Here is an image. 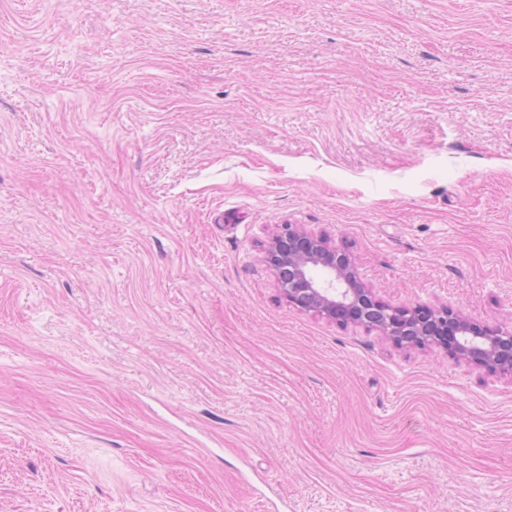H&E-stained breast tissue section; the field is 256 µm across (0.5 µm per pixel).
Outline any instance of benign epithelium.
<instances>
[{
	"instance_id": "1",
	"label": "benign epithelium",
	"mask_w": 512,
	"mask_h": 512,
	"mask_svg": "<svg viewBox=\"0 0 512 512\" xmlns=\"http://www.w3.org/2000/svg\"><path fill=\"white\" fill-rule=\"evenodd\" d=\"M266 261L276 275L284 296L291 303L336 319L377 328L394 344L427 343L426 337L444 328L443 336L454 343L458 359L489 373H512V333H503L448 311L412 308L407 318L382 323L376 316L380 303L358 280L351 257L325 245L322 238L301 228L288 227L275 236Z\"/></svg>"
}]
</instances>
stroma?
I'll use <instances>...</instances> for the list:
<instances>
[{
    "mask_svg": "<svg viewBox=\"0 0 512 512\" xmlns=\"http://www.w3.org/2000/svg\"><path fill=\"white\" fill-rule=\"evenodd\" d=\"M291 225L512 332V0H0V512H512V374ZM266 261L291 303L336 320V309L347 323L377 328L394 344L412 340L422 346L426 337L443 327V336L454 343L458 359L489 373H512V333L480 325L459 314L414 307L407 318L382 323L376 316L380 303L358 280L351 257L325 245L321 237L288 226L269 246ZM422 311L421 313H418Z\"/></svg>",
    "mask_w": 512,
    "mask_h": 512,
    "instance_id": "stroma-1",
    "label": "stroma"
}]
</instances>
